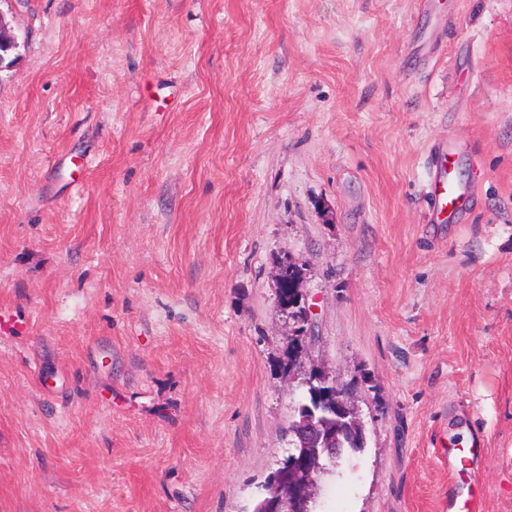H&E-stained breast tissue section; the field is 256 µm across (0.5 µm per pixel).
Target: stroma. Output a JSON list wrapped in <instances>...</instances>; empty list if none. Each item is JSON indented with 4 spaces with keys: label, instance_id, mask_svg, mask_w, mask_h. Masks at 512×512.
Masks as SVG:
<instances>
[{
    "label": "stroma",
    "instance_id": "35a3bbf8",
    "mask_svg": "<svg viewBox=\"0 0 512 512\" xmlns=\"http://www.w3.org/2000/svg\"><path fill=\"white\" fill-rule=\"evenodd\" d=\"M0 17V512H250L306 394L286 258L366 432L317 512H512V0ZM445 138L476 194L429 224ZM304 271L303 265L298 263H289L287 266L282 268L281 280L278 287V297L280 299V305L290 311L294 310L298 301L293 296V288L290 286L297 281H300L302 273Z\"/></svg>",
    "mask_w": 512,
    "mask_h": 512
}]
</instances>
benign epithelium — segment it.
<instances>
[{
	"label": "benign epithelium",
	"mask_w": 512,
	"mask_h": 512,
	"mask_svg": "<svg viewBox=\"0 0 512 512\" xmlns=\"http://www.w3.org/2000/svg\"><path fill=\"white\" fill-rule=\"evenodd\" d=\"M298 370L303 384L315 394L316 403L292 420L297 443L265 483L267 497L256 512H309L314 496L313 474L341 458V438L365 441L359 409L349 391L312 361Z\"/></svg>",
	"instance_id": "7a95c632"
}]
</instances>
